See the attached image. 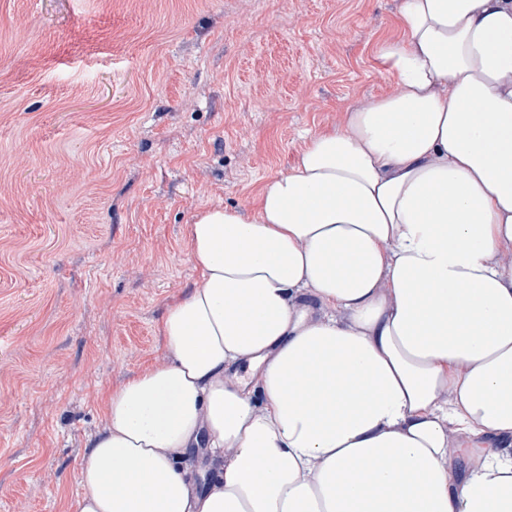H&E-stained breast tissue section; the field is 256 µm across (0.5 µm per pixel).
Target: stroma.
Segmentation results:
<instances>
[{
  "mask_svg": "<svg viewBox=\"0 0 512 512\" xmlns=\"http://www.w3.org/2000/svg\"><path fill=\"white\" fill-rule=\"evenodd\" d=\"M399 0H0V512H76L106 391L169 362L188 226L396 92Z\"/></svg>",
  "mask_w": 512,
  "mask_h": 512,
  "instance_id": "1",
  "label": "stroma"
}]
</instances>
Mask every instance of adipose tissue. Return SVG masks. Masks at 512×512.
Masks as SVG:
<instances>
[{"label":"adipose tissue","mask_w":512,"mask_h":512,"mask_svg":"<svg viewBox=\"0 0 512 512\" xmlns=\"http://www.w3.org/2000/svg\"><path fill=\"white\" fill-rule=\"evenodd\" d=\"M399 20L397 93L311 135L253 216L196 213L202 284L159 325L171 362L107 392L78 512H512V0ZM242 361L257 390L225 382ZM202 449L228 459L203 483Z\"/></svg>","instance_id":"adipose-tissue-1"}]
</instances>
